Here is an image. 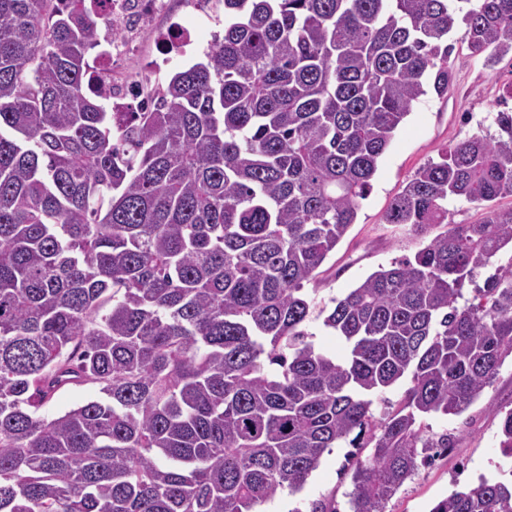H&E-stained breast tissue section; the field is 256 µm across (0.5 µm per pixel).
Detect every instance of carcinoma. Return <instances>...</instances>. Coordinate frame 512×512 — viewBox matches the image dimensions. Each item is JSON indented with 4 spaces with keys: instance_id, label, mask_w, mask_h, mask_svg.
<instances>
[{
    "instance_id": "1",
    "label": "carcinoma",
    "mask_w": 512,
    "mask_h": 512,
    "mask_svg": "<svg viewBox=\"0 0 512 512\" xmlns=\"http://www.w3.org/2000/svg\"><path fill=\"white\" fill-rule=\"evenodd\" d=\"M451 2L224 0L204 59L114 112L88 68L101 30L122 35L112 0H0V512H254L343 444L351 512H385L453 447L425 420L512 358V112L394 198L385 221L419 249L332 299L345 356L306 330V285L395 132L452 86L450 34L512 53V0ZM450 199L485 218L448 221ZM85 385L102 398L39 414ZM495 414L512 457V408ZM430 512H512V485Z\"/></svg>"
}]
</instances>
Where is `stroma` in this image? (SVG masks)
Returning a JSON list of instances; mask_svg holds the SVG:
<instances>
[{
    "label": "stroma",
    "instance_id": "obj_1",
    "mask_svg": "<svg viewBox=\"0 0 512 512\" xmlns=\"http://www.w3.org/2000/svg\"><path fill=\"white\" fill-rule=\"evenodd\" d=\"M196 0H167L141 30L136 48L125 57L108 61L114 79L151 89L163 76L199 61L209 43L224 32L223 15L202 21ZM175 30L190 32L193 43L183 52L162 54L157 36ZM454 86L448 96L423 97L396 132L381 158L369 196L358 217L320 269L316 286L318 306L329 305L368 275L405 256H413L419 242L401 225L384 220L392 198L413 172L455 143L484 131L495 132L500 110L512 108V54L486 60L473 55L466 43L456 42L449 60ZM512 404V361H506L493 385L463 414L440 416L429 421L431 432L451 434L453 448L432 463L419 465L415 475L388 501L385 512H430L456 488L475 484L478 476H512V458L499 450L500 421L489 404ZM347 451L325 453L319 468L301 491L280 490L268 502L271 512H306L309 502L335 498L339 512H350L352 489L344 465Z\"/></svg>",
    "mask_w": 512,
    "mask_h": 512
}]
</instances>
